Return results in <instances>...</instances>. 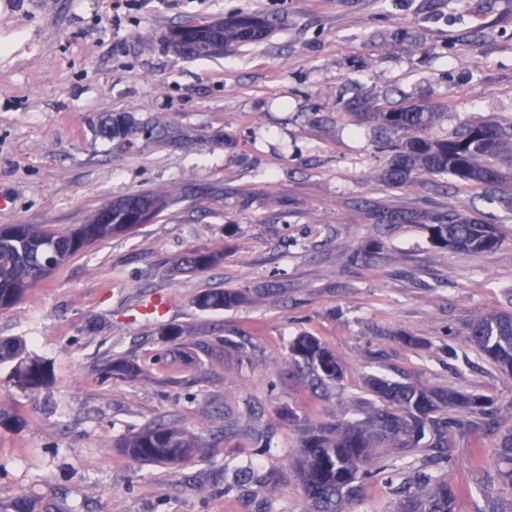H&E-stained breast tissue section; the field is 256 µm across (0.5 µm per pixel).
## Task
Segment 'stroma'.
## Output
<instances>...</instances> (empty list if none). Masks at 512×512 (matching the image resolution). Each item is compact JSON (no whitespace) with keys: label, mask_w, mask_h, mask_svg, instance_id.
Returning <instances> with one entry per match:
<instances>
[{"label":"stroma","mask_w":512,"mask_h":512,"mask_svg":"<svg viewBox=\"0 0 512 512\" xmlns=\"http://www.w3.org/2000/svg\"><path fill=\"white\" fill-rule=\"evenodd\" d=\"M271 23L257 43L187 58L171 31L239 12ZM439 111L435 138L512 119V0H0V228L69 232L133 193L165 197L147 224L71 257L0 309L53 379L22 388L0 365V512H307L289 469L313 423L363 418L373 375L484 396L492 415L449 437L437 471L455 512L512 499L495 450L512 431V375L468 336L512 313V181L388 182L371 113ZM124 116V135L103 134ZM416 219L383 225L382 215ZM495 225L491 252L436 246L434 217ZM189 249L223 250L181 272ZM231 289L242 305L199 310ZM163 298V316L150 314ZM181 329L176 340L166 326ZM317 337L341 381L322 392L288 368L293 336ZM415 345H408V338ZM123 358L137 377L109 374ZM170 423L198 437L185 464L126 457L117 439ZM270 435L272 449L257 439ZM382 457L354 512H396L426 467ZM245 301H247V297L244 293L224 290L201 293L195 298L194 303L200 310L212 311L234 307Z\"/></svg>","instance_id":"35a3bbf8"}]
</instances>
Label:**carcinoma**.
Segmentation results:
<instances>
[{"instance_id":"1","label":"carcinoma","mask_w":512,"mask_h":512,"mask_svg":"<svg viewBox=\"0 0 512 512\" xmlns=\"http://www.w3.org/2000/svg\"><path fill=\"white\" fill-rule=\"evenodd\" d=\"M268 34L266 23L254 16L236 15L197 28L181 27L174 48L192 57H207L237 43L258 41ZM439 113L422 107H406L375 113L393 153L386 176L400 184L417 170L450 175L461 183L492 186L503 181L498 161L512 160V122L473 120L462 133L445 139L428 136ZM167 201L148 194H131L112 202L109 223H99L94 214L88 223L59 233L34 224L0 228V308L21 300L28 290L48 277L44 259L55 253L62 261L115 234L129 232L148 222ZM431 239L440 247L457 251L491 252L501 242L492 224L459 216H441L430 225ZM224 252L189 250L179 259L180 271H203L219 264ZM247 301L235 290L204 292L194 304L203 311L220 310ZM470 341L501 371L512 366V313L482 315L469 324ZM0 362L14 364L13 378L20 386L38 389L51 379V368L27 353L20 338H0ZM288 365L305 373L313 388L326 390L342 377L334 353L317 338L300 334L289 342ZM379 405L360 420L340 418L311 426L295 411L286 409L283 419L301 432L292 467L302 484L311 512H345L359 501L364 480L371 475L366 465L381 452L403 461L421 448L445 452L450 430L466 417L469 423L488 415L489 403L481 396L453 387L432 389L381 376L367 380ZM117 447L127 457L145 463L178 465L188 460L198 440L173 424H149L119 439ZM499 475L512 486V431L497 448ZM456 494L448 482L436 479L409 493L401 503L412 512H454Z\"/></svg>"}]
</instances>
